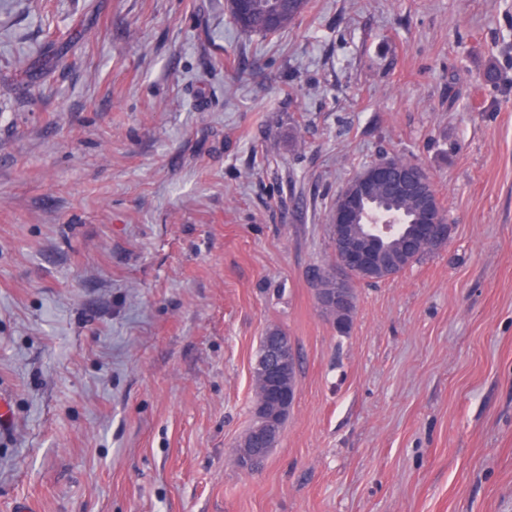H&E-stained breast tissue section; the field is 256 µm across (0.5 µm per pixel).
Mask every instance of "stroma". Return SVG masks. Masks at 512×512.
I'll return each mask as SVG.
<instances>
[{
	"label": "stroma",
	"mask_w": 512,
	"mask_h": 512,
	"mask_svg": "<svg viewBox=\"0 0 512 512\" xmlns=\"http://www.w3.org/2000/svg\"><path fill=\"white\" fill-rule=\"evenodd\" d=\"M392 155L448 242L341 333L310 274ZM272 327L299 394L253 475ZM0 394V512H512V0H310L271 36L0 0Z\"/></svg>",
	"instance_id": "35a3bbf8"
}]
</instances>
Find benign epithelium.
Returning <instances> with one entry per match:
<instances>
[{"instance_id": "7a95c632", "label": "benign epithelium", "mask_w": 512, "mask_h": 512, "mask_svg": "<svg viewBox=\"0 0 512 512\" xmlns=\"http://www.w3.org/2000/svg\"><path fill=\"white\" fill-rule=\"evenodd\" d=\"M387 168L386 164L370 166L357 179L358 191L344 196L336 205L333 236L336 263L318 273L328 283V287L314 288L316 302L322 313L329 318L352 313L355 306L352 274L375 268L380 259L379 239L395 230L391 224H368L364 237L356 238L352 233L359 201L369 181L383 177ZM447 242L448 225L437 221L413 225L409 236L413 248ZM297 367V355L290 336L282 331L277 336L266 338L253 368V373L263 385L262 400L256 407L259 424L249 429L234 451L236 464L241 470L247 473L260 471L270 449L280 441L284 419L298 395Z\"/></svg>"}]
</instances>
